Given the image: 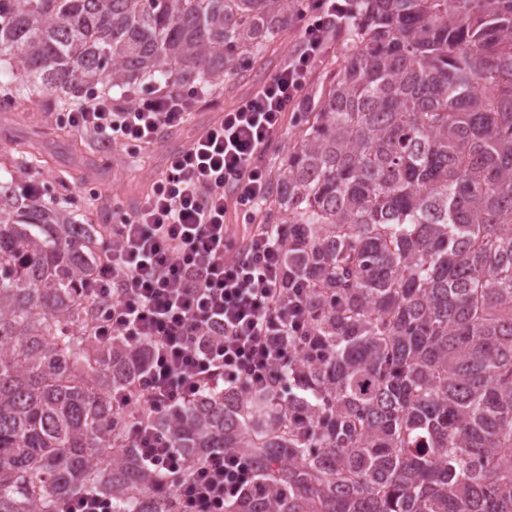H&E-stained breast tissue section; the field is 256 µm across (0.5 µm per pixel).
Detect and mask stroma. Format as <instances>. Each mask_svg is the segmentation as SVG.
I'll list each match as a JSON object with an SVG mask.
<instances>
[{"instance_id":"stroma-1","label":"stroma","mask_w":512,"mask_h":512,"mask_svg":"<svg viewBox=\"0 0 512 512\" xmlns=\"http://www.w3.org/2000/svg\"><path fill=\"white\" fill-rule=\"evenodd\" d=\"M298 35V27L293 26L269 42L254 68L228 77L223 89L212 92L190 123L163 134L142 155L106 148L95 137L62 128L54 114L16 112L9 115L5 129H0V163L16 158L22 138L41 136L45 141L42 164L31 176L35 195L66 188L77 211L93 223L110 224L114 203L133 210L162 170L168 154L187 146L222 111L260 89L287 60Z\"/></svg>"}]
</instances>
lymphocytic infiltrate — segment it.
<instances>
[{
  "label": "lymphocytic infiltrate",
  "mask_w": 512,
  "mask_h": 512,
  "mask_svg": "<svg viewBox=\"0 0 512 512\" xmlns=\"http://www.w3.org/2000/svg\"><path fill=\"white\" fill-rule=\"evenodd\" d=\"M345 16L343 0H307L297 47L259 90L240 100L188 147L171 154L135 212L117 216L84 284L100 307L98 336L141 350L133 391L112 395L126 443L167 482L180 512H227L256 487L251 462L216 448L197 466L160 421L202 389L248 391L303 351L307 285L284 262L283 229L253 218L267 199L266 150L299 102ZM210 94L202 84L126 91V103L92 94L60 124L129 151L184 125ZM252 220L236 238L224 215Z\"/></svg>",
  "instance_id": "f902f5d3"
}]
</instances>
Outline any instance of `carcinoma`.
<instances>
[{
  "instance_id": "cac0c4a2",
  "label": "carcinoma",
  "mask_w": 512,
  "mask_h": 512,
  "mask_svg": "<svg viewBox=\"0 0 512 512\" xmlns=\"http://www.w3.org/2000/svg\"><path fill=\"white\" fill-rule=\"evenodd\" d=\"M296 0H0V111L46 112L143 78L209 87ZM338 68L304 99L269 186L322 350L265 392L220 388L165 419L202 459L247 456L230 512H512V0H347ZM0 193V512L94 486L117 512H178L124 445L112 391L142 363L95 336L99 234L26 181Z\"/></svg>"
}]
</instances>
